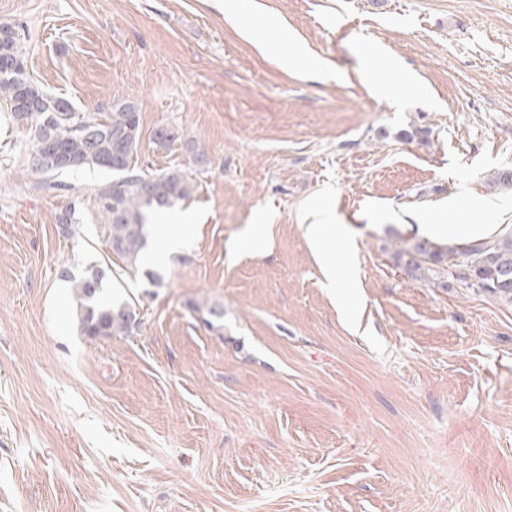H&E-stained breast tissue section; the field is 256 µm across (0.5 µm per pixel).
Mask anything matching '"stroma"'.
<instances>
[{
    "mask_svg": "<svg viewBox=\"0 0 512 512\" xmlns=\"http://www.w3.org/2000/svg\"><path fill=\"white\" fill-rule=\"evenodd\" d=\"M258 2L334 78L282 71L211 0L0 8L34 82L91 116L136 102V165L196 179L154 218L189 222L181 248L131 269L90 201L107 173L40 188L0 100V512H512V302L396 260L444 205L512 225V0ZM380 49L420 93L395 92ZM161 124L184 141L156 149ZM314 208L350 232L343 304ZM263 214L264 250L244 249ZM92 263L133 334L78 333L66 276Z\"/></svg>",
    "mask_w": 512,
    "mask_h": 512,
    "instance_id": "obj_1",
    "label": "stroma"
}]
</instances>
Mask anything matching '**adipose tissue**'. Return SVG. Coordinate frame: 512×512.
Instances as JSON below:
<instances>
[{"mask_svg": "<svg viewBox=\"0 0 512 512\" xmlns=\"http://www.w3.org/2000/svg\"><path fill=\"white\" fill-rule=\"evenodd\" d=\"M225 16L246 20L245 33L249 39L256 43L268 56L275 59L284 71L307 70L314 76L326 77L334 75L335 70L331 63L315 57L309 51H292L288 48L287 37L273 39L268 37V25L265 20L257 16L256 0H224ZM424 233L444 235L449 245L456 246L462 243L483 241L491 237H500L512 234V225L495 224H448L442 214H434L431 218L421 221ZM307 238L312 249L323 257V275L329 284L343 281L347 275L346 270L339 264L328 261V248L332 241L347 240L346 230L333 224L325 213H318L312 224L306 227Z\"/></svg>", "mask_w": 512, "mask_h": 512, "instance_id": "ef3b65f1", "label": "adipose tissue"}]
</instances>
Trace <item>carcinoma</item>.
<instances>
[{
    "instance_id": "cac0c4a2",
    "label": "carcinoma",
    "mask_w": 512,
    "mask_h": 512,
    "mask_svg": "<svg viewBox=\"0 0 512 512\" xmlns=\"http://www.w3.org/2000/svg\"><path fill=\"white\" fill-rule=\"evenodd\" d=\"M1 54L9 55L14 65L0 68V99L10 107L13 120L29 130L32 170L45 178L86 168L111 173L110 180L94 188L93 205L110 254L137 266L148 246L151 213L188 200L194 191L192 174L138 168L137 106L116 101L104 120L77 115L69 100L49 95L27 76L20 34L7 23L0 24ZM180 138L179 129L162 126L155 130L153 143L164 147ZM401 255L414 272L447 273L468 288L512 301V235L460 246L411 237L404 240ZM72 281L80 334L96 341L128 335L139 327L135 309L112 299L105 268L91 264Z\"/></svg>"
}]
</instances>
